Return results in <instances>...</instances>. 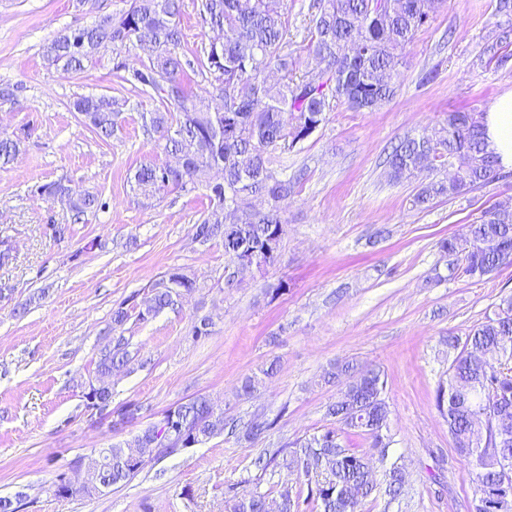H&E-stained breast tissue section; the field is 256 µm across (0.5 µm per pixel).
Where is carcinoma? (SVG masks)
<instances>
[{"label":"carcinoma","instance_id":"1","mask_svg":"<svg viewBox=\"0 0 512 512\" xmlns=\"http://www.w3.org/2000/svg\"><path fill=\"white\" fill-rule=\"evenodd\" d=\"M443 0H316V19L309 39V50L326 60L332 72L331 82L321 80L322 73L295 75L296 61L284 51L288 20L273 8L270 0H201V21L218 27L222 38L218 49L206 48L198 60L200 73H209L213 92L223 96L219 111L194 94L184 80V62L176 52L182 37L181 0H130L120 14L104 15L84 28L80 37L103 48L127 44L151 51L148 63L133 71V79L150 88L164 107L178 112L171 124L161 112L152 119L154 130L175 127L162 137L164 150L181 160L180 167L166 173L149 164L137 169L134 180L147 196L170 188H184L205 179L210 170L224 174L223 189L210 196L211 209L201 223L194 225L195 238L206 244L219 240L224 254L233 257L260 252L274 236H283L285 224L276 207L258 209L252 199L265 197L277 202L294 191L295 181L282 179L271 167V151L309 137L325 120L333 105L345 104L356 111L374 110L395 93L396 79L404 64V50L428 24ZM497 15L505 18L496 24V33L484 53L497 67L512 65V53L503 48L512 44V0H497ZM76 30L55 35L43 47L42 55L50 66L75 73L84 71L96 60L91 51L80 53L69 47ZM281 73L271 83L265 76L270 66ZM112 97L82 96L72 102L73 111L83 125L101 139L112 137L118 113L112 109ZM21 140L0 133V164H8L20 150ZM457 163L458 177L450 181L435 178L424 183L414 197L423 206L437 198L462 193L484 185L502 174L500 156L491 147L487 118L482 112L456 110L448 113L439 127L401 141L387 158L388 176L410 177L422 169ZM42 191L66 204L76 215L94 212L99 196L92 193L74 196L62 182L42 187ZM235 206L237 220L224 222L226 203ZM477 248L455 237L440 241V251L457 258L458 267L468 278L481 281L506 264L503 251L512 253V207L501 205L482 213L471 225ZM195 290V281L184 271H169L155 288L148 310L139 319L173 307ZM448 347L457 350L448 367V380L438 385L436 405L448 424L456 453L471 466L474 494L484 496L486 512L504 486L512 487V469L498 465L501 458L512 460V437L503 433L493 414L505 413L512 421V294L502 299L499 311L486 315L459 342L448 337ZM131 357L128 341L114 336L97 361L96 382L88 393L96 402L110 403L109 378L126 367ZM352 367H332L323 380L332 383L349 377L345 389L329 405L327 415L342 426V432L328 429L319 435L297 438L287 449V466L302 464L304 475L316 474L310 497L319 512H357L362 499L376 489L370 458L349 451L341 433L361 435L371 447H388L389 405L381 373L364 371L350 375ZM174 431L184 438L183 447L201 444L224 432V414L216 413L205 395H195L171 408ZM271 427L268 420L256 416L243 426L242 438L253 443ZM161 432L148 426L122 445H111L112 464L92 471L71 469L68 481L87 496L132 479L142 468L138 462L144 450L163 458L172 448H155ZM384 493L389 500L404 492L405 472L393 462L386 471ZM226 512H300V498L284 490L274 502L265 493L252 491L225 500Z\"/></svg>","mask_w":512,"mask_h":512}]
</instances>
